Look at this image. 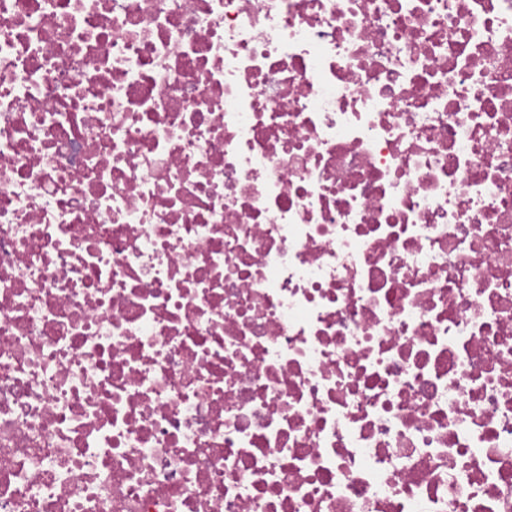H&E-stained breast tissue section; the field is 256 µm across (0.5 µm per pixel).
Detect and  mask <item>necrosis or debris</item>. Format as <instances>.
<instances>
[{
    "instance_id": "obj_1",
    "label": "necrosis or debris",
    "mask_w": 512,
    "mask_h": 512,
    "mask_svg": "<svg viewBox=\"0 0 512 512\" xmlns=\"http://www.w3.org/2000/svg\"><path fill=\"white\" fill-rule=\"evenodd\" d=\"M0 512H512V0H0Z\"/></svg>"
}]
</instances>
